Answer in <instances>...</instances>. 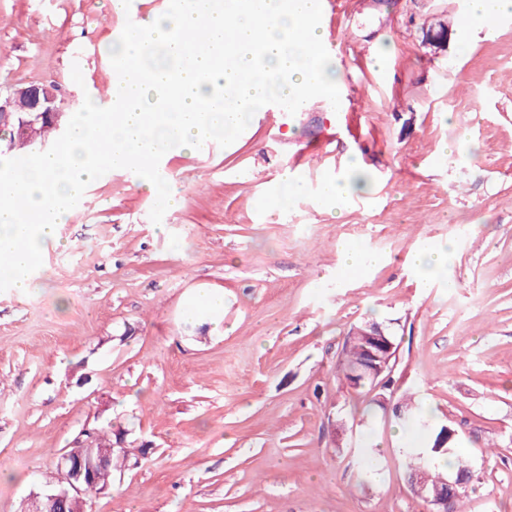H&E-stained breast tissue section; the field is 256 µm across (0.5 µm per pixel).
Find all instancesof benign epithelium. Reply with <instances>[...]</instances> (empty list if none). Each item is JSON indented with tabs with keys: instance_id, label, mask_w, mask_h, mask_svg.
<instances>
[{
	"instance_id": "7a95c632",
	"label": "benign epithelium",
	"mask_w": 512,
	"mask_h": 512,
	"mask_svg": "<svg viewBox=\"0 0 512 512\" xmlns=\"http://www.w3.org/2000/svg\"><path fill=\"white\" fill-rule=\"evenodd\" d=\"M60 113L53 85L30 84L15 89L4 99L0 98V126L15 128L16 142L34 151L43 147L34 136L36 124L46 119L56 122ZM14 143H9V146H14ZM371 339L373 349L368 351L365 375L351 382L355 389L361 388L362 381L366 379L375 384L384 372L394 371V365L391 364L393 354L382 356V347L387 343L386 336L382 333L373 334ZM75 442L86 449L85 454L75 457L66 451L62 452L57 462L61 480L56 487L34 495L25 512H83L90 495L106 490V487L98 486V482L101 472L109 467L112 449L95 447L93 431L88 428L80 432Z\"/></svg>"
}]
</instances>
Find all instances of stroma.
Wrapping results in <instances>:
<instances>
[{"instance_id":"1","label":"stroma","mask_w":512,"mask_h":512,"mask_svg":"<svg viewBox=\"0 0 512 512\" xmlns=\"http://www.w3.org/2000/svg\"><path fill=\"white\" fill-rule=\"evenodd\" d=\"M465 7L337 0L320 27H337L353 109L279 107L277 138L256 114L224 149L169 150L180 203L161 223L123 172L88 187L29 290L0 292V512H25L60 452L108 422L144 453L87 512H430L406 469L428 433L391 411L409 392L457 431L471 512H512V15L488 34L460 27ZM125 22L111 0H0V94L53 84L75 114ZM324 140L321 176L356 163L372 181L337 218L303 175ZM286 170L298 190L265 205ZM446 242L421 287L413 254ZM347 245L383 261L345 276ZM202 288L223 307L192 311ZM367 320L397 345L387 411L336 378Z\"/></svg>"}]
</instances>
